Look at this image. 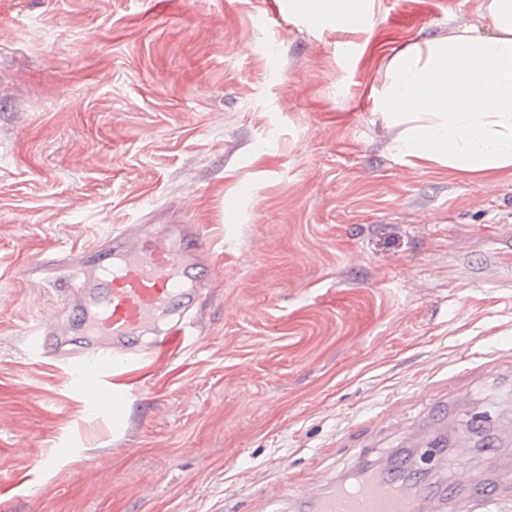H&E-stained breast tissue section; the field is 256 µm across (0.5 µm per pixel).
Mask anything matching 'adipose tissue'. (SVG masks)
Wrapping results in <instances>:
<instances>
[{"mask_svg": "<svg viewBox=\"0 0 512 512\" xmlns=\"http://www.w3.org/2000/svg\"><path fill=\"white\" fill-rule=\"evenodd\" d=\"M370 0H299L332 14L340 31L359 30ZM492 34L476 24L399 50L373 92L385 127L399 128L408 164L430 163L483 179L512 169V0H486Z\"/></svg>", "mask_w": 512, "mask_h": 512, "instance_id": "ef3b65f1", "label": "adipose tissue"}]
</instances>
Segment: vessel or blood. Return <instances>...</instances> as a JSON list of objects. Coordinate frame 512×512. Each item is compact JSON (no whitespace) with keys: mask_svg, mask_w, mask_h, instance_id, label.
Segmentation results:
<instances>
[{"mask_svg":"<svg viewBox=\"0 0 512 512\" xmlns=\"http://www.w3.org/2000/svg\"><path fill=\"white\" fill-rule=\"evenodd\" d=\"M207 247L200 226L185 217L165 236L147 224L119 225L69 261L78 281L71 322L87 341L67 362L87 411L107 414L123 403L127 394L112 375L137 354V336L152 330L161 313L175 316L161 337L194 335L191 310L214 277L202 261ZM416 500L413 485L374 473L315 497L313 512H414Z\"/></svg>","mask_w":512,"mask_h":512,"instance_id":"obj_1","label":"vessel or blood"}]
</instances>
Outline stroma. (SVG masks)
Returning a JSON list of instances; mask_svg holds the SVG:
<instances>
[{
	"mask_svg": "<svg viewBox=\"0 0 512 512\" xmlns=\"http://www.w3.org/2000/svg\"><path fill=\"white\" fill-rule=\"evenodd\" d=\"M481 3L342 32L274 0H0V512H306L436 414L467 448L419 461L457 489L436 512H512V174L404 164L371 96ZM183 213L218 271L197 334L89 412L34 348L72 275L34 266Z\"/></svg>",
	"mask_w": 512,
	"mask_h": 512,
	"instance_id": "obj_1",
	"label": "stroma"
}]
</instances>
